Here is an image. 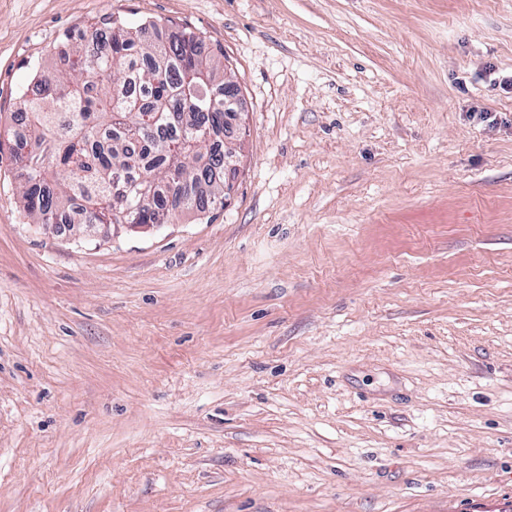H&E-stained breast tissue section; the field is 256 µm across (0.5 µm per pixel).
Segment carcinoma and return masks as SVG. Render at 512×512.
I'll return each instance as SVG.
<instances>
[{"label": "carcinoma", "instance_id": "carcinoma-1", "mask_svg": "<svg viewBox=\"0 0 512 512\" xmlns=\"http://www.w3.org/2000/svg\"><path fill=\"white\" fill-rule=\"evenodd\" d=\"M161 27L105 17L79 38L65 34L69 66L35 72L38 94L13 113L27 134L12 147L32 223L164 224L178 211L224 209L218 138L239 87L224 74V51L201 52L186 28L145 37ZM119 170L122 196L112 191Z\"/></svg>", "mask_w": 512, "mask_h": 512}]
</instances>
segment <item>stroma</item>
<instances>
[{"instance_id": "1", "label": "stroma", "mask_w": 512, "mask_h": 512, "mask_svg": "<svg viewBox=\"0 0 512 512\" xmlns=\"http://www.w3.org/2000/svg\"><path fill=\"white\" fill-rule=\"evenodd\" d=\"M112 15L223 49L235 188L86 242L0 147V512H512V0H0V122Z\"/></svg>"}]
</instances>
